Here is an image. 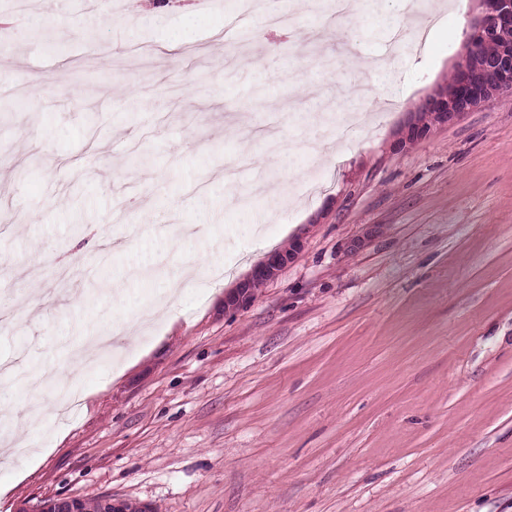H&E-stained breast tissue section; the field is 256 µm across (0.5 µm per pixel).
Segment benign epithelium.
Returning a JSON list of instances; mask_svg holds the SVG:
<instances>
[{
	"mask_svg": "<svg viewBox=\"0 0 512 512\" xmlns=\"http://www.w3.org/2000/svg\"><path fill=\"white\" fill-rule=\"evenodd\" d=\"M479 5L480 13L467 37V63L458 74L456 95L436 93L422 106V110L430 113L438 123L453 121L493 99H512V41L495 57H486L479 52L480 43L512 34V0H479ZM288 261L287 253L269 255L255 269L252 280L272 277Z\"/></svg>",
	"mask_w": 512,
	"mask_h": 512,
	"instance_id": "7a95c632",
	"label": "benign epithelium"
}]
</instances>
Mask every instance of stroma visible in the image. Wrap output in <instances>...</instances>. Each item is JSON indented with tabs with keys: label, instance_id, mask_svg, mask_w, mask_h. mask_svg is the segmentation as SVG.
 <instances>
[{
	"label": "stroma",
	"instance_id": "stroma-1",
	"mask_svg": "<svg viewBox=\"0 0 512 512\" xmlns=\"http://www.w3.org/2000/svg\"><path fill=\"white\" fill-rule=\"evenodd\" d=\"M267 6L294 14L274 54L235 0H0V362L27 356L0 417L30 448L0 460V512H512V101L421 110L479 6ZM175 281L173 319L57 419L32 379ZM290 257L288 253H273L258 266L252 276L251 281H262L272 277L277 271L284 267ZM103 498H96V499H81L78 498L77 501V508L79 512H109V509H105L104 505L111 506V512L112 508L114 510H117L115 507V504L111 500H105L102 503ZM104 504V505H103ZM149 512L147 507H140L133 503L128 502H121V507L117 510V512Z\"/></svg>",
	"mask_w": 512,
	"mask_h": 512
}]
</instances>
